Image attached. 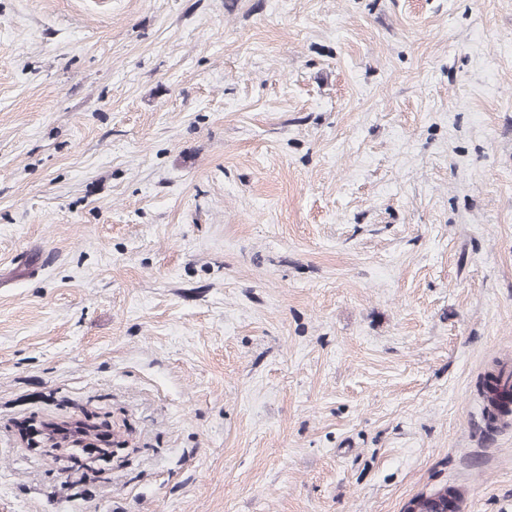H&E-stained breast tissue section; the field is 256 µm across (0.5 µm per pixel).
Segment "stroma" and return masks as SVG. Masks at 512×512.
<instances>
[{
    "mask_svg": "<svg viewBox=\"0 0 512 512\" xmlns=\"http://www.w3.org/2000/svg\"><path fill=\"white\" fill-rule=\"evenodd\" d=\"M504 363L512 0H0V512H512ZM25 431L27 436L32 434L39 436L40 440H35L34 444L42 448H61V445H66L70 438L74 437L69 447L84 448V452L92 461L109 459L115 455V449H117L107 448L109 453L98 454L100 449H104L102 447L104 441L98 425L91 421L78 422L74 425L40 421L37 425L28 424Z\"/></svg>",
    "mask_w": 512,
    "mask_h": 512,
    "instance_id": "1",
    "label": "stroma"
}]
</instances>
